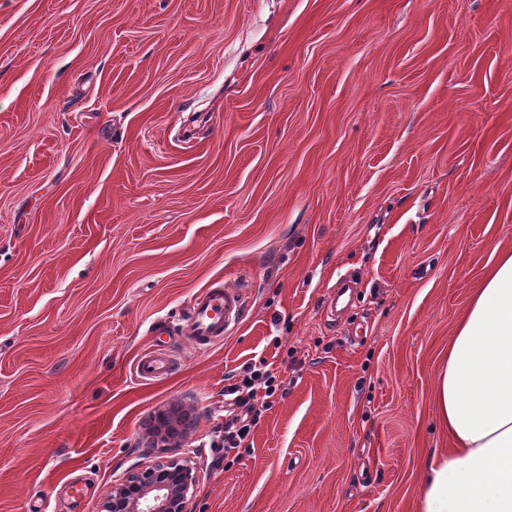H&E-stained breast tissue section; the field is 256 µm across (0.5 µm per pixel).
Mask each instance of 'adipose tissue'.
<instances>
[{
    "mask_svg": "<svg viewBox=\"0 0 512 512\" xmlns=\"http://www.w3.org/2000/svg\"><path fill=\"white\" fill-rule=\"evenodd\" d=\"M435 395L453 445L423 463L417 512H512V251L457 323Z\"/></svg>",
    "mask_w": 512,
    "mask_h": 512,
    "instance_id": "1",
    "label": "adipose tissue"
}]
</instances>
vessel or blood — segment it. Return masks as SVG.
<instances>
[{
    "label": "vessel or blood",
    "instance_id": "b4317fda",
    "mask_svg": "<svg viewBox=\"0 0 512 512\" xmlns=\"http://www.w3.org/2000/svg\"><path fill=\"white\" fill-rule=\"evenodd\" d=\"M245 309L241 290L216 284L201 291L194 299L182 332L190 343L203 346L223 341L231 325L240 322ZM174 365L171 354L155 349L143 354L135 364L134 376L139 381L160 378Z\"/></svg>",
    "mask_w": 512,
    "mask_h": 512
}]
</instances>
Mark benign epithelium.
Segmentation results:
<instances>
[{
    "instance_id": "obj_1",
    "label": "benign epithelium",
    "mask_w": 512,
    "mask_h": 512,
    "mask_svg": "<svg viewBox=\"0 0 512 512\" xmlns=\"http://www.w3.org/2000/svg\"><path fill=\"white\" fill-rule=\"evenodd\" d=\"M177 417L163 416L154 440L161 450L177 436ZM199 482V471L190 460L172 454L127 475L112 486L100 512H190L189 504Z\"/></svg>"
}]
</instances>
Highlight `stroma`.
Here are the masks:
<instances>
[{
    "label": "stroma",
    "mask_w": 512,
    "mask_h": 512,
    "mask_svg": "<svg viewBox=\"0 0 512 512\" xmlns=\"http://www.w3.org/2000/svg\"><path fill=\"white\" fill-rule=\"evenodd\" d=\"M506 249L512 0H0V512H99L171 410L192 512H416ZM215 283L245 314L197 349ZM260 361L283 386L228 465ZM244 309L241 290L210 286L195 297L182 327L184 337L197 346L221 342L230 325L240 322ZM174 366L172 355L166 349H155L143 354L135 364L134 376L139 381L160 378ZM241 373L240 381L224 388V396L234 395L233 405L239 411L237 413L236 411L230 412L224 420V431H218L221 433V435H217L219 440L212 443L215 448H224V462L232 452H235L234 458L225 463L228 465L240 455L239 448H244V450L249 448V445L246 444L247 438L258 425L262 410L270 409L272 403L270 398L274 397L281 389L282 383L262 361L259 365L255 363L244 367ZM260 389L264 390V394L257 400V393ZM259 402L262 410L257 408Z\"/></svg>",
    "instance_id": "stroma-1"
}]
</instances>
